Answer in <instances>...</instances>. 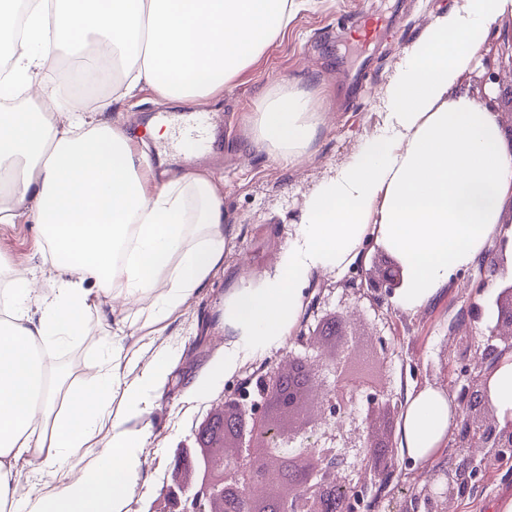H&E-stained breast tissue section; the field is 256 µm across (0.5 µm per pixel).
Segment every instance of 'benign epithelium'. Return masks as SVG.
Returning <instances> with one entry per match:
<instances>
[{"mask_svg":"<svg viewBox=\"0 0 512 512\" xmlns=\"http://www.w3.org/2000/svg\"><path fill=\"white\" fill-rule=\"evenodd\" d=\"M361 277L390 295L403 282L395 263ZM498 288L495 325L484 344L463 351V359L471 356L474 364H465L458 415L448 435L461 461L432 471L436 490H426L424 510L412 496L397 512H447L448 499L464 493L488 460L512 455V423L500 424L487 387L489 365L504 353L494 340L503 327L512 330V278L502 276ZM356 343L346 336L311 365L308 357L291 355L289 363L301 375L296 383L270 370L258 378V394L245 385L224 394V411L215 416L224 423V440L208 437L207 425L197 430L200 456L185 448L178 457V466L196 469L195 477L163 489L166 512H358L369 490L396 470L392 425L381 430L374 416L397 409L376 386L374 372L350 356ZM361 397L367 407L358 415ZM352 448L361 463L355 483L344 476Z\"/></svg>","mask_w":512,"mask_h":512,"instance_id":"7a95c632","label":"benign epithelium"}]
</instances>
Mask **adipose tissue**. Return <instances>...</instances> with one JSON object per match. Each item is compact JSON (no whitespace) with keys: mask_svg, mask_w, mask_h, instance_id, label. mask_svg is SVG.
Listing matches in <instances>:
<instances>
[{"mask_svg":"<svg viewBox=\"0 0 512 512\" xmlns=\"http://www.w3.org/2000/svg\"><path fill=\"white\" fill-rule=\"evenodd\" d=\"M310 0H0V26L24 16L0 77V223L35 225L50 245L55 288L28 282L8 290L0 319V512H122L139 480L149 417L178 357L169 345L128 342L129 306L145 304L149 335L224 266L236 233L209 170L159 177L150 142L172 127L129 130L105 119L112 97L91 103L72 90L56 52L119 57L121 96L151 88L160 98L197 105L287 31ZM512 16V0H453L411 45L390 78L380 130L309 195L276 269L224 295V358L189 386L198 397L250 359L282 346L307 304L317 274H341L360 262L367 239L403 271L401 305L433 304L455 270L483 256L512 226V134L490 103L460 85L493 26ZM25 96V110L3 100ZM326 111L297 86L266 93L252 117V143L276 161L308 158ZM113 323L99 384L55 407L65 382L45 367L44 348L88 336L84 316ZM488 395L500 421L512 419V353L491 367ZM454 401L445 390L411 392L398 435L416 463L448 446ZM92 457L61 488L20 499L19 468L54 473L68 458Z\"/></svg>","mask_w":512,"mask_h":512,"instance_id":"adipose-tissue-1","label":"adipose tissue"}]
</instances>
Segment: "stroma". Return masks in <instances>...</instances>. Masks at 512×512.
Segmentation results:
<instances>
[{
  "instance_id": "35a3bbf8",
  "label": "stroma",
  "mask_w": 512,
  "mask_h": 512,
  "mask_svg": "<svg viewBox=\"0 0 512 512\" xmlns=\"http://www.w3.org/2000/svg\"><path fill=\"white\" fill-rule=\"evenodd\" d=\"M451 0H315L299 12L287 34L267 47L259 59L224 89L220 110L224 139L206 167L224 194L230 223L238 227L236 248L224 259L225 273L209 283L174 314L155 344H173L180 358L173 367L151 417L153 433L142 458L151 473L127 505L128 512H163L164 486L174 483L173 465L179 448H196L201 423L219 410L226 384L188 398L192 380L224 356V291L235 282L255 281L272 272L294 230L307 194L362 147L379 121L383 94L413 40ZM512 34V18L502 21L499 36L489 37L462 84L475 99H491L501 124L512 131V54L500 38ZM496 83H489L488 74ZM296 83L328 104V123L306 160L283 165L261 150H247L250 119L269 89ZM167 106L149 89L115 103L109 114L116 124L145 122ZM48 246L30 224L0 223V279L30 271ZM380 245L364 249L359 265L332 277L312 279L309 302L299 330L316 326L327 314L350 316V333L360 336L364 354L383 358L379 388L394 402L404 403L414 389L432 386L459 390L457 357L460 336L484 343L496 308L485 304L473 311L470 294L479 280L489 279L485 260L455 273L432 305L410 312L396 296L361 286L360 274L389 261ZM107 358L93 339H71L50 351L48 359L65 368L66 392L89 387ZM427 466H412L398 455L397 468L371 502L370 512H389L392 504L424 493ZM512 497V462L487 468L464 496L448 502V512H495L497 503Z\"/></svg>"
}]
</instances>
